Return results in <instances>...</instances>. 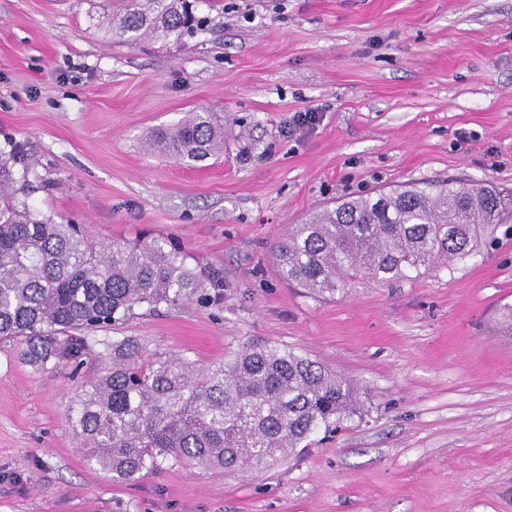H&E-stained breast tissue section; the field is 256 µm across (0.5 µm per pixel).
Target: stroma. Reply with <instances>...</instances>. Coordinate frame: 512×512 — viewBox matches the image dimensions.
<instances>
[{"label":"stroma","mask_w":512,"mask_h":512,"mask_svg":"<svg viewBox=\"0 0 512 512\" xmlns=\"http://www.w3.org/2000/svg\"><path fill=\"white\" fill-rule=\"evenodd\" d=\"M181 43L105 37L104 0H0V151L20 197L94 240L177 244L220 305L136 309L115 327L207 365L305 351L366 392L333 438L234 474L135 483L87 464L65 425L70 372L0 346V512H512V237L449 267L335 299L283 282L289 225L380 188L512 191V0H224ZM223 113L221 157L145 135ZM317 113L289 132L294 113Z\"/></svg>","instance_id":"35a3bbf8"}]
</instances>
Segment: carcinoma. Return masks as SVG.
I'll list each match as a JSON object with an SVG mask.
<instances>
[{"label": "carcinoma", "mask_w": 512, "mask_h": 512, "mask_svg": "<svg viewBox=\"0 0 512 512\" xmlns=\"http://www.w3.org/2000/svg\"><path fill=\"white\" fill-rule=\"evenodd\" d=\"M187 0H110L105 33L127 43L181 42L204 30ZM146 143L182 161L224 153V117L193 112ZM30 168L20 143L0 153V344L47 372L82 373L65 422L85 459L117 482L177 464L250 471L331 433L363 406L357 387L307 353L270 344L199 366L134 337L95 333L134 310L212 305L224 284L166 240L92 241L16 197ZM512 193L485 183H423L340 203L293 224L277 246L279 277L334 298L358 281L387 284L480 253Z\"/></svg>", "instance_id": "1"}]
</instances>
